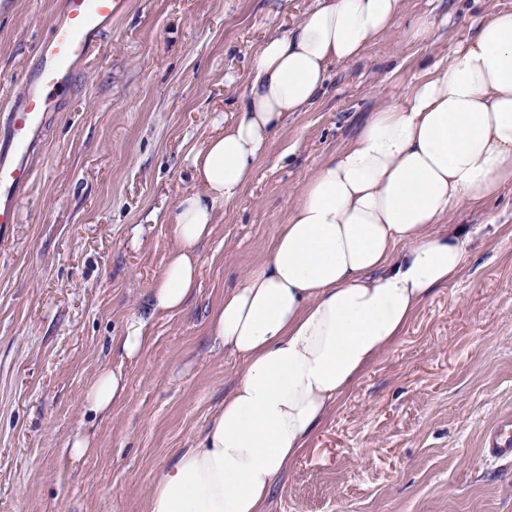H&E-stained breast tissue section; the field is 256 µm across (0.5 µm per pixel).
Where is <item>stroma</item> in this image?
<instances>
[{
    "mask_svg": "<svg viewBox=\"0 0 512 512\" xmlns=\"http://www.w3.org/2000/svg\"><path fill=\"white\" fill-rule=\"evenodd\" d=\"M62 0H0V114ZM315 0H131L97 59L79 65L0 243V512H146L151 484L194 447L242 371L214 349L212 312L266 255L300 188L360 123L410 88L512 0H402L395 28L330 67L289 114L239 197L217 207L187 308L147 323L136 362L112 354L174 244L167 214L195 185L191 153L229 118L264 38ZM434 19L432 38L410 39ZM471 258L329 412L267 512H512V458L489 452L512 420V186L453 216ZM127 394L108 417L82 398L103 366ZM93 435L79 460L62 450Z\"/></svg>",
    "mask_w": 512,
    "mask_h": 512,
    "instance_id": "35a3bbf8",
    "label": "stroma"
}]
</instances>
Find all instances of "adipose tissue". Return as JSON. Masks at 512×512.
<instances>
[{"label": "adipose tissue", "mask_w": 512, "mask_h": 512, "mask_svg": "<svg viewBox=\"0 0 512 512\" xmlns=\"http://www.w3.org/2000/svg\"><path fill=\"white\" fill-rule=\"evenodd\" d=\"M401 0H317L254 54L223 129L192 157L195 190L169 211L175 245L150 290L153 311L185 308L216 208L235 200L288 115L305 111L335 63L390 33ZM512 184V11L486 15L448 64L371 112L351 144L302 185L266 257L225 292L214 346L242 372L195 445L154 480L148 512H265L332 406L452 284L471 251L449 215ZM127 390L100 368L83 410L106 416Z\"/></svg>", "instance_id": "adipose-tissue-1"}]
</instances>
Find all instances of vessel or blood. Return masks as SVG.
Instances as JSON below:
<instances>
[{
	"instance_id": "1",
	"label": "vessel or blood",
	"mask_w": 512,
	"mask_h": 512,
	"mask_svg": "<svg viewBox=\"0 0 512 512\" xmlns=\"http://www.w3.org/2000/svg\"><path fill=\"white\" fill-rule=\"evenodd\" d=\"M130 0H63L62 13L39 43L37 64L18 103L0 121V235L18 223L17 201L33 182L35 157L54 112L73 94L76 65L90 59ZM490 453L512 457V426L493 431Z\"/></svg>"
}]
</instances>
